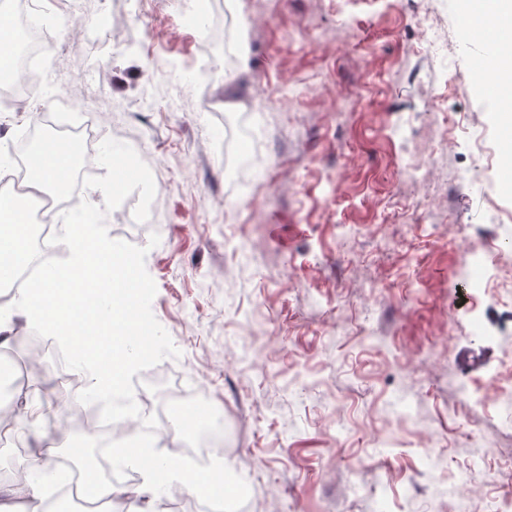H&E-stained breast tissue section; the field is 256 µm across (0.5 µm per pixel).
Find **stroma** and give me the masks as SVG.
Listing matches in <instances>:
<instances>
[{
    "mask_svg": "<svg viewBox=\"0 0 512 512\" xmlns=\"http://www.w3.org/2000/svg\"><path fill=\"white\" fill-rule=\"evenodd\" d=\"M193 4L142 0L131 14L127 0H66L88 36L57 34L48 91L27 120L0 112V141L26 127L41 136L27 180L63 201L42 159L57 155L63 91L94 75L81 170L106 175L95 155L113 138L168 187L162 222L134 220V193L108 226L111 238L148 247L152 311L181 352L154 370L171 393H156L151 373L132 380L161 439L151 460L222 457L237 498L221 512H375L383 496L389 512H434L480 446L485 496L474 512H493L512 428L470 394L512 352V280L478 298L448 284L463 247L483 248L512 221V196L489 194L490 219H474L473 170L490 160L496 128L480 90L487 75L448 0H207L204 17L223 34L216 48L184 22ZM121 11L123 26L109 25ZM452 118L466 135L430 169ZM270 161L287 178L252 181ZM475 311L492 327L483 341L469 333ZM31 338L16 323L0 346L19 381L0 393V410L26 397L0 441V468L29 482L41 465L83 467L73 437L50 424L88 388L75 367H55L49 342L41 372H30ZM47 384L57 399L48 409L37 399ZM197 401L221 436L190 456L175 417ZM336 412L337 444L323 428ZM424 432L442 458L435 473L421 463Z\"/></svg>",
    "mask_w": 512,
    "mask_h": 512,
    "instance_id": "obj_1",
    "label": "stroma"
}]
</instances>
